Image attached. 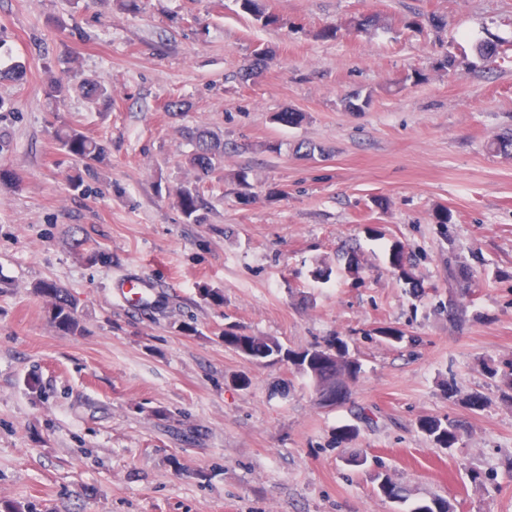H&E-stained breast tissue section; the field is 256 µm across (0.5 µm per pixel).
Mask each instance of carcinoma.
I'll return each mask as SVG.
<instances>
[{
    "label": "carcinoma",
    "mask_w": 512,
    "mask_h": 512,
    "mask_svg": "<svg viewBox=\"0 0 512 512\" xmlns=\"http://www.w3.org/2000/svg\"><path fill=\"white\" fill-rule=\"evenodd\" d=\"M241 7L251 13L255 20L263 25L280 23V18L269 14L261 4V0H240ZM477 54L486 62L493 63L502 54L501 44L484 42L476 45ZM273 59L272 51L260 48L255 60L245 70V78L258 79L263 75L269 60ZM26 77V66L19 62L0 63V81L19 83ZM87 99L93 104L112 102V92L88 79L81 85ZM70 92L69 82L53 74L48 76L45 94L55 100L65 99ZM371 101V95H362L358 90L347 93L342 105L347 112H362ZM305 114L295 109L277 112L272 122L288 128H295L304 121ZM56 139L61 148L69 155L87 164L100 160L102 149L99 143L72 128L56 131ZM195 142V150L187 163L195 172L197 179L208 177L218 165L224 161L226 147L220 139L205 129H198L191 134ZM491 152L505 157L512 156V130L497 135L489 144ZM176 204L186 220L194 224L205 221L206 204L194 188L182 187L176 193ZM42 293L54 305V317L59 325L70 332L78 329L67 293L53 283L43 282L38 285ZM224 344L241 352L250 360L278 357L282 352L281 344L272 337L239 336L233 332L224 333ZM297 372L309 379L320 398L331 401L334 405L343 404L349 397V383L361 372L359 361L348 355L340 341H330L322 346L316 344L293 357ZM421 428L440 444L451 447L458 442L460 431L457 424L448 419L441 421L427 419L421 422Z\"/></svg>",
    "instance_id": "carcinoma-1"
}]
</instances>
